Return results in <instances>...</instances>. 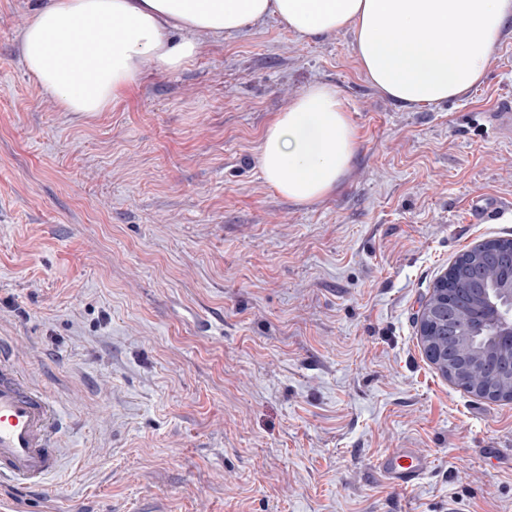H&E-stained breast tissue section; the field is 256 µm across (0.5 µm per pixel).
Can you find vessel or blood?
<instances>
[{"mask_svg": "<svg viewBox=\"0 0 512 512\" xmlns=\"http://www.w3.org/2000/svg\"><path fill=\"white\" fill-rule=\"evenodd\" d=\"M98 34L80 29L55 45L58 55L81 58ZM58 412L41 392L28 387L7 353L0 351V479L35 482L59 465ZM428 467L426 456L412 448H395L378 460L384 480L395 487L415 485Z\"/></svg>", "mask_w": 512, "mask_h": 512, "instance_id": "b4317fda", "label": "vessel or blood"}]
</instances>
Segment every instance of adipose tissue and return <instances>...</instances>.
Wrapping results in <instances>:
<instances>
[{
	"instance_id": "adipose-tissue-1",
	"label": "adipose tissue",
	"mask_w": 512,
	"mask_h": 512,
	"mask_svg": "<svg viewBox=\"0 0 512 512\" xmlns=\"http://www.w3.org/2000/svg\"><path fill=\"white\" fill-rule=\"evenodd\" d=\"M266 16L308 39L351 29L365 78L416 109L481 83L512 25V0H41L21 49L38 84L66 111L101 112L141 82L145 59L179 70L197 53L196 32L232 33ZM78 27L97 31V45L86 59L59 58L55 42ZM442 29L453 39H436ZM356 139L335 88L316 83L268 124L261 168L275 191L309 204L335 192Z\"/></svg>"
}]
</instances>
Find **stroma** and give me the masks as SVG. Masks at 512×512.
<instances>
[{"label":"stroma","mask_w":512,"mask_h":512,"mask_svg":"<svg viewBox=\"0 0 512 512\" xmlns=\"http://www.w3.org/2000/svg\"><path fill=\"white\" fill-rule=\"evenodd\" d=\"M37 0H0V343L63 416L60 467L0 512H512V401L425 357L419 311L464 251L512 238V26L481 84L406 110L352 31L268 16L102 112L27 72ZM314 83L357 129L336 193L272 189L259 145ZM415 448L409 490L375 462Z\"/></svg>","instance_id":"stroma-1"}]
</instances>
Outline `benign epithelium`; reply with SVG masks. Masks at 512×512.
Returning a JSON list of instances; mask_svg holds the SVG:
<instances>
[{
    "label": "benign epithelium",
    "mask_w": 512,
    "mask_h": 512,
    "mask_svg": "<svg viewBox=\"0 0 512 512\" xmlns=\"http://www.w3.org/2000/svg\"><path fill=\"white\" fill-rule=\"evenodd\" d=\"M469 276L473 287L462 289L458 298L424 303L420 323L432 320L434 331L420 328L423 345L437 343L430 356L454 382L494 361L498 382L476 380L475 389L486 396L512 397V252L471 265Z\"/></svg>",
    "instance_id": "obj_1"
}]
</instances>
